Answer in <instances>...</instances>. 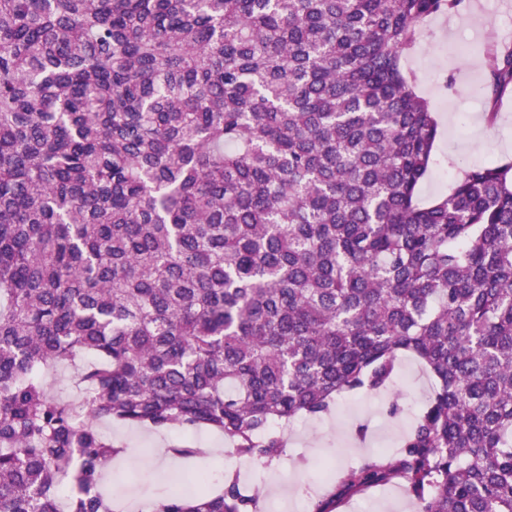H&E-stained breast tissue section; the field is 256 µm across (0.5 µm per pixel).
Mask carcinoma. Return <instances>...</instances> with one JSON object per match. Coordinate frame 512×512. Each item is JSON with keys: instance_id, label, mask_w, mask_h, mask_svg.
<instances>
[{"instance_id": "1", "label": "carcinoma", "mask_w": 512, "mask_h": 512, "mask_svg": "<svg viewBox=\"0 0 512 512\" xmlns=\"http://www.w3.org/2000/svg\"><path fill=\"white\" fill-rule=\"evenodd\" d=\"M465 0H0V512H112L100 425L278 422L435 382L393 456L416 512H512V163L417 201L439 136L401 70ZM486 119L512 48L484 53ZM70 363L78 404L42 369ZM151 512H261L230 477Z\"/></svg>"}]
</instances>
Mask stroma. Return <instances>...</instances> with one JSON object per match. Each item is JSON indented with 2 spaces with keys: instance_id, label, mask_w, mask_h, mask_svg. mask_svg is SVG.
<instances>
[{
  "instance_id": "stroma-1",
  "label": "stroma",
  "mask_w": 512,
  "mask_h": 512,
  "mask_svg": "<svg viewBox=\"0 0 512 512\" xmlns=\"http://www.w3.org/2000/svg\"><path fill=\"white\" fill-rule=\"evenodd\" d=\"M491 38L512 42V6L506 0H468L464 11L422 24L417 50L401 62L404 75L430 101L440 127L431 173L419 187L422 202L449 193L460 171L470 164L512 161V93L502 98L494 124H487L481 91L474 86L475 76L483 72L482 58L475 52L465 58L448 50L456 41L481 44ZM433 386L424 367L407 355L387 390H360L339 398L320 418L302 415L279 423L277 430L285 442L280 463L239 460L240 490L248 495L255 487L267 488L264 512H313L335 485L333 479L312 480L314 462L328 461L336 473L379 452L396 453ZM102 430L128 449L107 477L112 512H142L169 487L170 475L188 479L197 471L222 465L233 450L223 435L205 429L185 433L106 423ZM186 445L204 449V456H170V448ZM339 512H415V508L404 485L389 484L347 499Z\"/></svg>"
}]
</instances>
